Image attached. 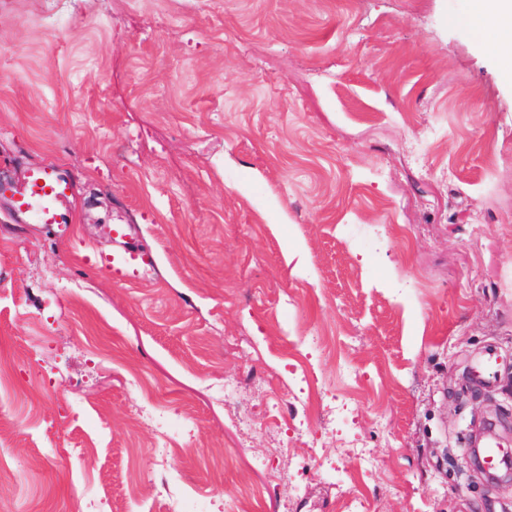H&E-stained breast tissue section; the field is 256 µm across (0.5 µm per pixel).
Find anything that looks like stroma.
<instances>
[{"label":"stroma","mask_w":512,"mask_h":512,"mask_svg":"<svg viewBox=\"0 0 512 512\" xmlns=\"http://www.w3.org/2000/svg\"><path fill=\"white\" fill-rule=\"evenodd\" d=\"M41 10L0 0V180L59 163L74 232L0 200V512H512L466 461L512 429V62L472 0ZM130 227H119L113 230V243L115 246V252L117 256H113L110 261V267L112 269V262L119 261L120 259L126 260L127 257L130 259H136L137 251H135V245L131 237Z\"/></svg>","instance_id":"35a3bbf8"}]
</instances>
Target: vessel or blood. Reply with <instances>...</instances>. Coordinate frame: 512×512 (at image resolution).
Here are the masks:
<instances>
[{"label":"vessel or blood","instance_id":"obj_1","mask_svg":"<svg viewBox=\"0 0 512 512\" xmlns=\"http://www.w3.org/2000/svg\"><path fill=\"white\" fill-rule=\"evenodd\" d=\"M0 198L10 199L20 222L32 220L54 238L68 237L71 182L58 167L41 165L29 170L23 182H0Z\"/></svg>","mask_w":512,"mask_h":512}]
</instances>
